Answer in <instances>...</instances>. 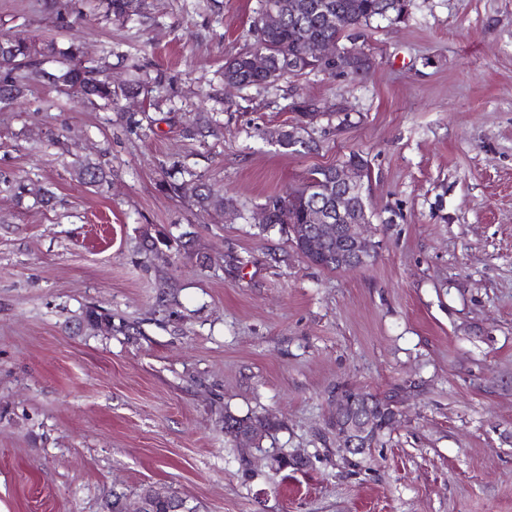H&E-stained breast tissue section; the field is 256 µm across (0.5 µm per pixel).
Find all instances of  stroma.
<instances>
[{
  "label": "stroma",
  "instance_id": "1",
  "mask_svg": "<svg viewBox=\"0 0 512 512\" xmlns=\"http://www.w3.org/2000/svg\"><path fill=\"white\" fill-rule=\"evenodd\" d=\"M45 2L0 0V38L164 81L156 108L42 83L0 109V512H108L146 485L198 512H512V0H410L357 30L368 72L243 90L221 73L260 0H145L123 26L99 0L62 21ZM304 99L314 146L283 149L270 135ZM199 112L221 120L202 142ZM352 151L377 253L329 271L258 212ZM78 157L108 182L80 184ZM184 160L232 210L161 188ZM18 181L53 208L17 204ZM167 233L187 241L142 250ZM344 384L399 395L395 429L349 461L327 425ZM228 413L274 427L255 447Z\"/></svg>",
  "mask_w": 512,
  "mask_h": 512
}]
</instances>
